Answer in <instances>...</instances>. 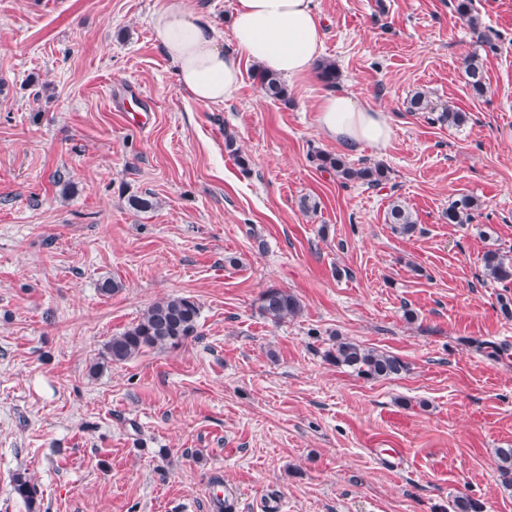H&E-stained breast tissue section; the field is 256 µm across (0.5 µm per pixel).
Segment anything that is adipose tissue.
Instances as JSON below:
<instances>
[{"instance_id":"obj_1","label":"adipose tissue","mask_w":512,"mask_h":512,"mask_svg":"<svg viewBox=\"0 0 512 512\" xmlns=\"http://www.w3.org/2000/svg\"><path fill=\"white\" fill-rule=\"evenodd\" d=\"M150 24L180 87L206 105L236 96L243 62L290 80L309 72L323 54L315 0H234L228 37L188 0H163ZM316 112L319 129L344 151L382 152L390 144L388 114L353 94H325Z\"/></svg>"}]
</instances>
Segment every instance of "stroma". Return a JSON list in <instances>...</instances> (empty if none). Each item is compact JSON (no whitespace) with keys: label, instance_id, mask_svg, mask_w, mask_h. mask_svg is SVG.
I'll return each mask as SVG.
<instances>
[{"label":"stroma","instance_id":"1","mask_svg":"<svg viewBox=\"0 0 512 512\" xmlns=\"http://www.w3.org/2000/svg\"><path fill=\"white\" fill-rule=\"evenodd\" d=\"M159 4L0 0V512H28L18 474L41 512H450L462 494L512 512V358L474 347L512 346V285L482 265L512 259V0H473L475 30L456 0H315L333 88L391 118L384 152L345 156L384 164L378 186L319 168L342 153L316 123L318 72L272 100L248 62L233 100L194 101ZM447 106L465 123L429 120ZM464 196L470 223H449ZM396 200L413 236L386 220ZM271 286L297 318L261 315ZM172 295L199 304L195 336L103 361ZM339 338L409 369L359 377L325 359ZM482 261L487 276L500 283H512V259L506 258L498 249H489L483 254ZM260 313L274 323H281L297 317L302 311L298 296L288 289L266 288L258 297Z\"/></svg>","mask_w":512,"mask_h":512}]
</instances>
